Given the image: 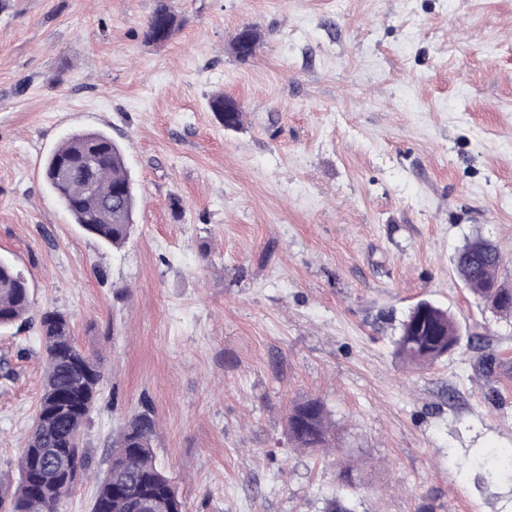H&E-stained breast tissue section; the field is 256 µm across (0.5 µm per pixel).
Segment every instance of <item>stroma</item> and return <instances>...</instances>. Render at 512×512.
I'll return each mask as SVG.
<instances>
[{"instance_id":"35a3bbf8","label":"stroma","mask_w":512,"mask_h":512,"mask_svg":"<svg viewBox=\"0 0 512 512\" xmlns=\"http://www.w3.org/2000/svg\"><path fill=\"white\" fill-rule=\"evenodd\" d=\"M156 3L0 11V256L101 356L93 471L147 411L184 512H322L338 494L352 512H512V483L471 464L512 454V318L454 272L480 236L512 287V0H171L185 24L162 45L142 34ZM246 26L260 40L242 61ZM79 130L109 133L135 182L117 251L42 179ZM424 299L464 339L414 369L394 341ZM43 369L37 322L0 329V486ZM309 398L330 452L288 442ZM211 108L216 112L226 128H236L241 122L240 109L224 97H218L211 101Z\"/></svg>"}]
</instances>
